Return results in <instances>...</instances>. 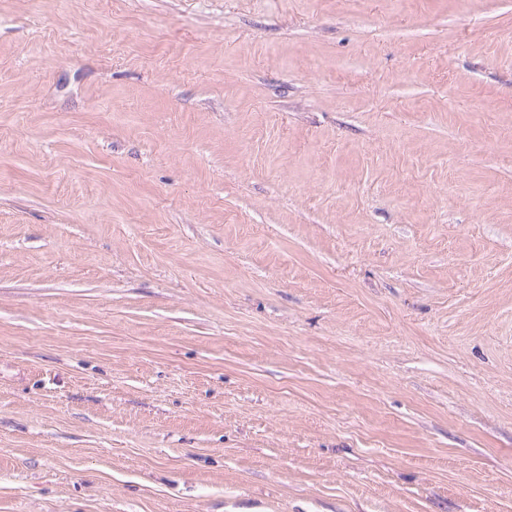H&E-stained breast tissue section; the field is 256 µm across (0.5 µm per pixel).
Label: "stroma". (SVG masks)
<instances>
[{"label":"stroma","instance_id":"obj_1","mask_svg":"<svg viewBox=\"0 0 512 512\" xmlns=\"http://www.w3.org/2000/svg\"><path fill=\"white\" fill-rule=\"evenodd\" d=\"M0 512H512V0H0Z\"/></svg>","mask_w":512,"mask_h":512}]
</instances>
